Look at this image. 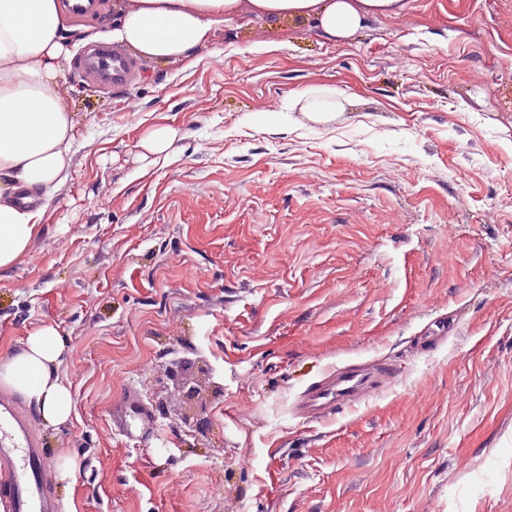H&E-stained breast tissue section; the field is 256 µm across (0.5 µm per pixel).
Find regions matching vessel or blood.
Listing matches in <instances>:
<instances>
[{
    "label": "vessel or blood",
    "instance_id": "1",
    "mask_svg": "<svg viewBox=\"0 0 512 512\" xmlns=\"http://www.w3.org/2000/svg\"><path fill=\"white\" fill-rule=\"evenodd\" d=\"M134 64L117 46L98 42L76 61L82 79L103 87L127 84ZM392 383L390 367L381 360L331 365L315 382L297 393L291 410L297 418L322 422L357 407ZM14 430L0 435V512H54L51 493L42 479L43 448L25 420L11 406L0 409Z\"/></svg>",
    "mask_w": 512,
    "mask_h": 512
}]
</instances>
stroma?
<instances>
[{
	"label": "stroma",
	"instance_id": "stroma-1",
	"mask_svg": "<svg viewBox=\"0 0 512 512\" xmlns=\"http://www.w3.org/2000/svg\"><path fill=\"white\" fill-rule=\"evenodd\" d=\"M118 2L65 35L70 177L0 276V356L45 323L70 345L74 413L39 432L47 469L77 462L45 479L61 512H512V0H410L344 44L244 15L112 91L73 59ZM310 86L344 111L299 120ZM157 125L178 135L144 174ZM372 356L385 393L293 417L328 365ZM177 362L223 389L202 431ZM345 97L336 88L313 86L288 96V111L299 112L313 123H328L343 112Z\"/></svg>",
	"mask_w": 512,
	"mask_h": 512
}]
</instances>
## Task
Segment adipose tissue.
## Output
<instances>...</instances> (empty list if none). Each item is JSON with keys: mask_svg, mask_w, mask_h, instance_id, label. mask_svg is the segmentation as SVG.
Here are the masks:
<instances>
[{"mask_svg": "<svg viewBox=\"0 0 512 512\" xmlns=\"http://www.w3.org/2000/svg\"><path fill=\"white\" fill-rule=\"evenodd\" d=\"M409 0H121L113 41L148 60H181L204 47L212 29L242 13L314 19L329 40L351 38L367 19L403 15ZM68 17L58 0H0V273L25 258L40 233L52 192L69 176L75 121L62 94ZM288 109L314 123L344 109L336 89L293 92ZM68 353L58 328L31 329L0 358V390L18 397L44 426L74 410L60 373Z\"/></svg>", "mask_w": 512, "mask_h": 512, "instance_id": "1", "label": "adipose tissue"}]
</instances>
